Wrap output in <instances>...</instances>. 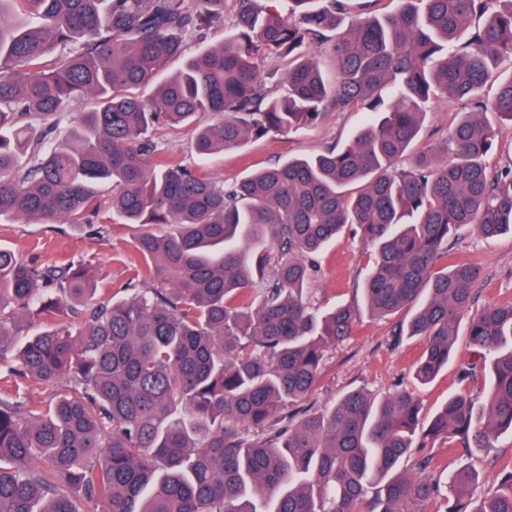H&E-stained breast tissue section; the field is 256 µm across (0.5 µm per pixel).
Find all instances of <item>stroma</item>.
Returning <instances> with one entry per match:
<instances>
[{
  "label": "stroma",
  "instance_id": "stroma-1",
  "mask_svg": "<svg viewBox=\"0 0 512 512\" xmlns=\"http://www.w3.org/2000/svg\"><path fill=\"white\" fill-rule=\"evenodd\" d=\"M464 102L439 98L425 116L420 145L443 141L457 113L465 111ZM368 119L364 112H326L317 124L297 132L272 133L250 140L241 148L211 157L208 173L230 184L254 170L277 165L292 157L315 154L323 148L344 141ZM140 225L124 224L118 219H94L90 224H66L54 218L19 220L0 217V246L16 255L51 265L72 258L87 264L99 287L120 298L131 295V280L139 257L134 242ZM455 252L480 271L479 304L512 303V235L488 242L468 235L460 239ZM374 249L357 236L344 234L316 259L312 282L314 298L322 303L362 301L359 286L372 265ZM394 318L379 319L361 313L354 336L331 352L326 361L317 391L310 401L323 407L340 394L363 388L381 396L401 386L413 391L424 412H432L448 395L460 389L457 366H449L427 385L412 377L411 363L419 353V339H404L400 347L391 345ZM434 454L449 468L473 463L480 473L479 491L489 489L498 478L501 466L512 461V440L501 439L489 455L469 459L463 449L435 444Z\"/></svg>",
  "mask_w": 512,
  "mask_h": 512
}]
</instances>
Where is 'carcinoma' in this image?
Segmentation results:
<instances>
[{"label": "carcinoma", "mask_w": 512, "mask_h": 512, "mask_svg": "<svg viewBox=\"0 0 512 512\" xmlns=\"http://www.w3.org/2000/svg\"><path fill=\"white\" fill-rule=\"evenodd\" d=\"M226 2L0 0V216L84 224L109 185L108 212L145 227L125 299L81 260L41 267L0 248V512H259L262 499L269 512H512V465L476 498L474 466L425 452L480 456L512 437V303L473 310L480 271L450 245L512 234V167L491 164L488 118L512 122V75L497 73L512 0H400L348 26L345 0H236L224 42L142 98L224 24ZM288 57L280 75L260 69ZM442 96L470 109L410 153ZM78 100L91 109L59 143ZM329 110L370 119L229 185L145 137L182 128L206 158ZM346 230L375 248L369 313L411 312L392 336L422 341L418 383L455 360L466 321L467 388L426 419L407 389L289 413L359 327V308L309 296L315 257ZM30 382L65 390L34 403Z\"/></svg>", "instance_id": "1"}]
</instances>
